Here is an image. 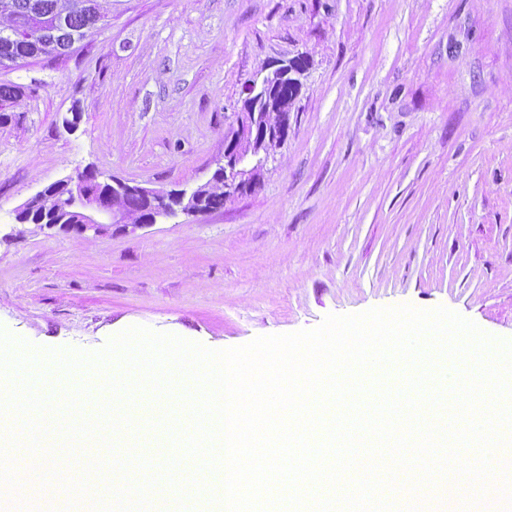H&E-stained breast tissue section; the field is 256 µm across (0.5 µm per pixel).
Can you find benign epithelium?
I'll list each match as a JSON object with an SVG mask.
<instances>
[{"mask_svg":"<svg viewBox=\"0 0 512 512\" xmlns=\"http://www.w3.org/2000/svg\"><path fill=\"white\" fill-rule=\"evenodd\" d=\"M63 19L45 21L35 17L34 35L41 38L44 48L53 49L52 40ZM268 73L246 87L242 109L236 113L235 126L224 136V172L212 177L194 190L162 193L110 177L86 168L58 181L72 192L69 206L80 215L74 224H60L46 216H36L34 224L48 229L84 235L100 234L110 228L136 230L157 224L178 213L197 216L204 213L203 200L218 182L224 183L226 194L235 196L256 187L261 171L288 140L293 100L273 101V92L281 83L301 88L300 76L305 68L295 60H279L266 66ZM135 198L140 208L131 209L123 201Z\"/></svg>","mask_w":512,"mask_h":512,"instance_id":"benign-epithelium-1","label":"benign epithelium"}]
</instances>
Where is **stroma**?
<instances>
[{"mask_svg":"<svg viewBox=\"0 0 512 512\" xmlns=\"http://www.w3.org/2000/svg\"><path fill=\"white\" fill-rule=\"evenodd\" d=\"M301 54L255 190L127 233L15 222L90 166L193 190L246 82ZM0 85L21 90L0 107V328L33 346L144 326L225 349L402 304L512 340V0H112L105 27Z\"/></svg>","mask_w":512,"mask_h":512,"instance_id":"stroma-1","label":"stroma"}]
</instances>
